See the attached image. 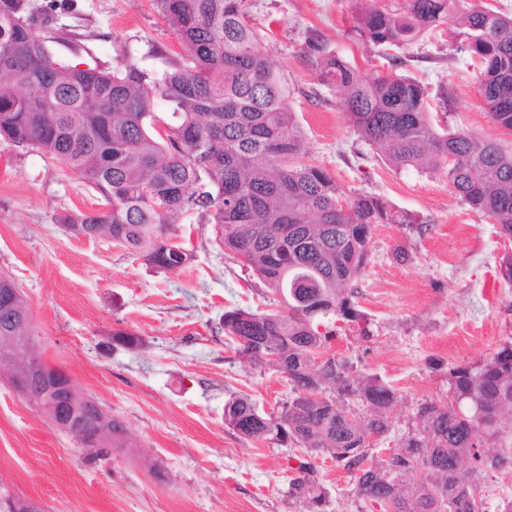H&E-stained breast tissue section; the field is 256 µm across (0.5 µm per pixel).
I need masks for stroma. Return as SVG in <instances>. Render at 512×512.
Here are the masks:
<instances>
[{
  "mask_svg": "<svg viewBox=\"0 0 512 512\" xmlns=\"http://www.w3.org/2000/svg\"><path fill=\"white\" fill-rule=\"evenodd\" d=\"M73 4L58 22L80 35L81 50L55 47L68 63L159 67L185 55L157 0ZM348 11L347 0L249 6L264 49L294 89L290 105L306 160L344 191L371 192L427 227L376 225L357 283L371 335L342 325L320 352L394 388L390 427L372 440L378 459L397 447L421 403L447 401L450 369L486 361L512 341V282L501 271L512 241L440 175L394 167L362 141L335 90L321 83L308 39L318 36L363 79L394 72L418 80L451 129L508 147L512 135L482 108L472 59L447 31L385 54L352 36ZM102 205L42 150L0 139V275L21 289L44 360L65 370L80 396L121 419L131 440L111 456H95L0 379V499L29 498L44 512H305L288 482L311 459L329 493L326 512H380L357 496L353 476L331 457L313 459L305 449L254 441L225 425L231 396L250 395L270 412L287 400L290 385L284 374L240 359L224 334L225 311L281 305L219 247L212 225L195 213L176 225L191 259L162 271L108 237L66 231L64 215ZM401 250L407 261L397 260ZM119 330L137 336L138 345H113Z\"/></svg>",
  "mask_w": 512,
  "mask_h": 512,
  "instance_id": "obj_1",
  "label": "stroma"
}]
</instances>
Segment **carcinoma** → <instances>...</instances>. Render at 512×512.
Masks as SVG:
<instances>
[{
  "mask_svg": "<svg viewBox=\"0 0 512 512\" xmlns=\"http://www.w3.org/2000/svg\"><path fill=\"white\" fill-rule=\"evenodd\" d=\"M158 2L188 51L185 61L106 71L58 59L48 42L63 36L36 33L50 28V17L28 10L27 0H0V136L42 150L99 192L102 209L61 218L77 234L106 235L145 264L174 271L191 255L171 230L197 211L224 251L279 296L280 311L224 312V334L241 358L285 374L291 393L276 413L232 397L225 425L252 440L330 455L382 512H453L460 499L479 512L480 477L512 469L511 448H488L501 412L512 409V342L483 363L452 368L455 406L421 404L390 460H369L370 438L388 430L395 390L376 375L351 374L342 359L316 365L314 356L336 335L333 319L370 336L353 284L375 225L395 223L393 214L381 198L347 194L326 169L304 161L288 81L261 47L248 0ZM351 4L358 41L384 49L448 28L478 65L484 110L512 132V12L478 0ZM309 47L368 145L397 167L440 173L512 240V151L441 125L415 79L383 74L365 82L318 39ZM351 401L365 405L366 416H356ZM70 403L51 392L43 413L68 434L97 419L93 400L76 411ZM288 494L306 512H325L328 492L310 462L299 464Z\"/></svg>",
  "mask_w": 512,
  "mask_h": 512,
  "instance_id": "obj_1",
  "label": "carcinoma"
}]
</instances>
